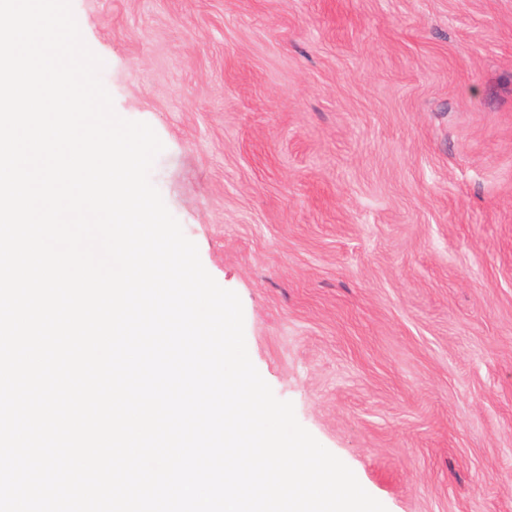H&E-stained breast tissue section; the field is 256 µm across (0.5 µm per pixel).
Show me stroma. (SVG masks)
I'll use <instances>...</instances> for the list:
<instances>
[{
  "label": "stroma",
  "instance_id": "stroma-1",
  "mask_svg": "<svg viewBox=\"0 0 512 512\" xmlns=\"http://www.w3.org/2000/svg\"><path fill=\"white\" fill-rule=\"evenodd\" d=\"M251 361L387 512H512V0H72Z\"/></svg>",
  "mask_w": 512,
  "mask_h": 512
}]
</instances>
